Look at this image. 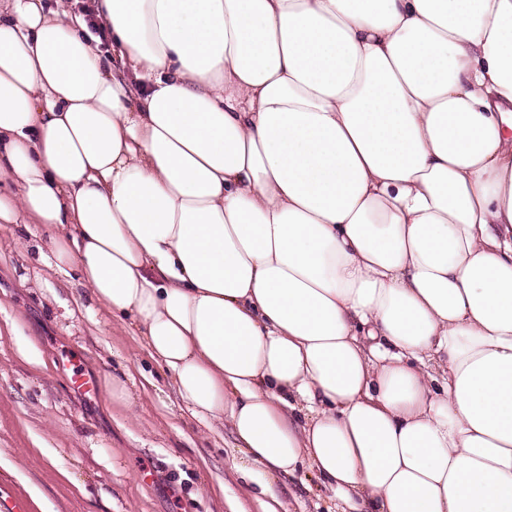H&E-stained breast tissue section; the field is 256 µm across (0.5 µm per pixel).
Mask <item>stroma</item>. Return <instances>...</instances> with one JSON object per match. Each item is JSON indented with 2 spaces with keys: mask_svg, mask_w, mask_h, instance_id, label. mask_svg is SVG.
Here are the masks:
<instances>
[{
  "mask_svg": "<svg viewBox=\"0 0 512 512\" xmlns=\"http://www.w3.org/2000/svg\"><path fill=\"white\" fill-rule=\"evenodd\" d=\"M33 231L22 240L0 224V452L14 465L0 467V502L25 512H262L234 468L230 426L193 417L122 320L37 262L49 234ZM269 493L281 512H337L306 467Z\"/></svg>",
  "mask_w": 512,
  "mask_h": 512,
  "instance_id": "35a3bbf8",
  "label": "stroma"
}]
</instances>
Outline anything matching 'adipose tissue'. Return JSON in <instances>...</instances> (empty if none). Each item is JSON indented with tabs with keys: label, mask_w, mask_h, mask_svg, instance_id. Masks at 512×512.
Instances as JSON below:
<instances>
[{
	"label": "adipose tissue",
	"mask_w": 512,
	"mask_h": 512,
	"mask_svg": "<svg viewBox=\"0 0 512 512\" xmlns=\"http://www.w3.org/2000/svg\"><path fill=\"white\" fill-rule=\"evenodd\" d=\"M0 0V224L260 487L512 512V0Z\"/></svg>",
	"instance_id": "ef3b65f1"
}]
</instances>
